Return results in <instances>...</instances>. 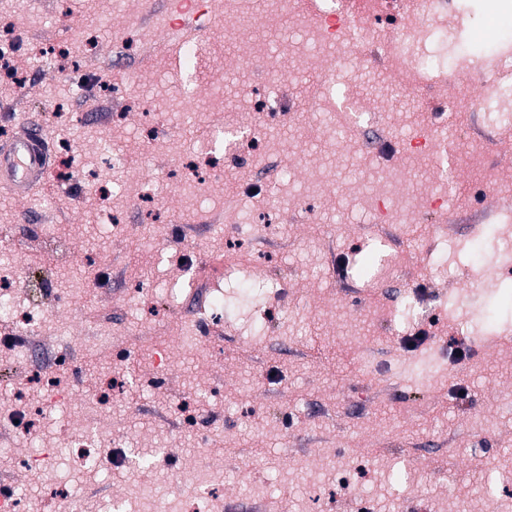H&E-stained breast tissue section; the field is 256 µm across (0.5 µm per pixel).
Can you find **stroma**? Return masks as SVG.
Returning a JSON list of instances; mask_svg holds the SVG:
<instances>
[{
    "instance_id": "1",
    "label": "stroma",
    "mask_w": 512,
    "mask_h": 512,
    "mask_svg": "<svg viewBox=\"0 0 512 512\" xmlns=\"http://www.w3.org/2000/svg\"><path fill=\"white\" fill-rule=\"evenodd\" d=\"M166 0H0V27L30 44H61L73 63L50 67L30 52L16 63L26 81L0 82L13 126H42L67 145L81 173L56 184L51 213L0 191V278L28 308L24 271L55 272L51 294L24 343L38 360L20 363L0 345L14 379L0 392L8 416L41 406L42 376L68 380L48 424L0 444V483L18 484L39 512H512V208H500L469 174L447 190L423 224L375 225L348 195L364 185L365 140L398 137L402 160L427 126L431 102L455 92L461 58L512 43V0H449L423 24L419 53L440 60L430 99L404 96L397 117L378 113L355 133L348 156L329 159V100L354 86L373 96L393 85L352 48L334 82L323 61L277 73L272 51L293 36L286 20L257 26L250 41L224 36V0H204L216 21L190 74L173 43L151 62L115 68L113 48L158 38ZM469 18L455 33L457 13ZM262 71L263 90L291 105L259 115L274 161L223 159L194 186L188 159L203 153L216 124H233L242 101L239 68ZM105 84L79 95L78 69ZM448 151L459 158L472 122L512 130V108L446 113ZM322 169L309 222L294 203ZM273 182L265 194L242 186ZM115 189L122 221L103 223L98 187ZM476 232H468V225ZM388 241L382 268L368 250ZM217 257L195 288L185 284V249ZM107 273L95 277V266ZM223 299L214 321L212 302ZM408 301L416 309L391 319ZM215 340H194L196 322ZM112 335L111 348L95 340ZM464 347L466 360L452 350ZM138 449L139 465L84 471L69 439L86 426Z\"/></svg>"
}]
</instances>
